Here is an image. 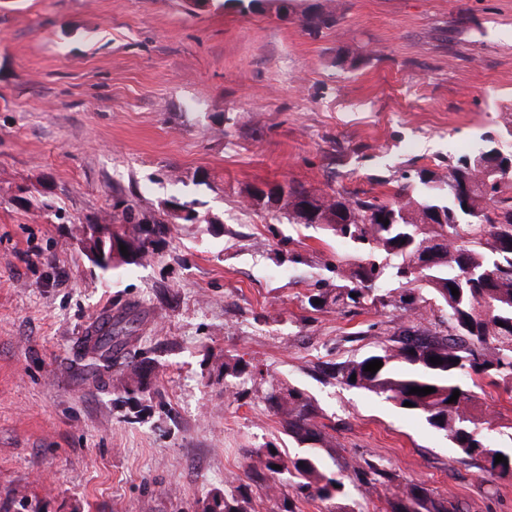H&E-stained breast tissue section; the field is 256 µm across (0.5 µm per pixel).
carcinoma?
<instances>
[{
	"mask_svg": "<svg viewBox=\"0 0 512 512\" xmlns=\"http://www.w3.org/2000/svg\"><path fill=\"white\" fill-rule=\"evenodd\" d=\"M318 30L336 24L332 10H314L305 16ZM478 150L448 160L446 171L418 172L420 188L406 184L389 199L358 190L320 192L300 183L290 184L293 195L308 198L314 213L304 219L341 237L361 251L359 258L336 263V284L319 288L308 297L314 311L334 310L357 314L365 302L398 313L410 323L381 341L378 351L338 366L337 377L348 387L364 389L405 411L418 415L445 436L463 462L475 461L486 475L512 479V448L502 447L490 436L492 421L478 407L476 378L512 393V183L487 186L484 173L474 165ZM396 212V221L384 225L385 209ZM119 226L91 224L97 238L86 242L94 251L111 240H120L131 259L112 266L149 263L159 255L168 225L139 217L123 209ZM429 256L425 280L406 276L401 263ZM387 278L397 283L388 291L377 288ZM457 288L459 296L452 295ZM356 297H351V294ZM448 312L446 335L423 326L434 309ZM137 319L127 313L107 316L83 337L80 353L87 368L110 372L116 387L133 393L143 385L145 371L135 363L133 336ZM442 364L430 363V358ZM373 360L383 362L376 373L364 371ZM356 379H351V376ZM413 387H432L426 396L410 393ZM459 398L449 402L453 391ZM278 417L283 433L300 444L332 445L319 425L313 402L295 387L276 385L265 395ZM412 406H404V402ZM501 454L505 461L495 463ZM246 478L266 490L275 512H298L297 501H332L335 512H354L338 505L344 496V471L350 470L371 495L388 490L393 474L369 460L349 464L334 472L309 451L294 457L272 442L244 452ZM291 477L292 493H284L280 477ZM249 485L228 482L214 495L205 512H254ZM389 512H458L450 501H441L420 484H408L387 499Z\"/></svg>",
	"mask_w": 512,
	"mask_h": 512,
	"instance_id": "1",
	"label": "carcinoma"
}]
</instances>
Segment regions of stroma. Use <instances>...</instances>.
Masks as SVG:
<instances>
[{"label":"stroma","mask_w":512,"mask_h":512,"mask_svg":"<svg viewBox=\"0 0 512 512\" xmlns=\"http://www.w3.org/2000/svg\"><path fill=\"white\" fill-rule=\"evenodd\" d=\"M320 8L337 22L309 31ZM507 112L512 0H0V512H204L243 449L305 452L264 401L274 382L314 401L327 468L368 459L459 512H512V480L328 376L393 314L312 310L353 248L247 202L287 179L392 193L490 140L512 150ZM190 201L200 222L169 223L154 261L105 276L86 257L80 225ZM125 309L153 369L133 403L76 356ZM228 358L264 374L225 376ZM478 398L511 443L512 398Z\"/></svg>","instance_id":"1"}]
</instances>
